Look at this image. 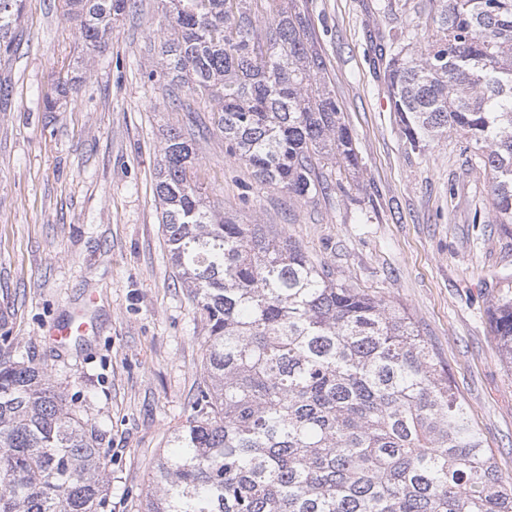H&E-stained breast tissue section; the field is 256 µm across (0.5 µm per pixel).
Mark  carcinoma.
<instances>
[{"label":"carcinoma","instance_id":"carcinoma-1","mask_svg":"<svg viewBox=\"0 0 512 512\" xmlns=\"http://www.w3.org/2000/svg\"><path fill=\"white\" fill-rule=\"evenodd\" d=\"M134 0H68L96 49ZM169 84L216 102L230 154L298 199L328 189L316 158L356 165L297 0H168ZM437 34L378 44L413 148L452 129L479 150L512 224V0H436ZM22 0H0V50ZM270 16L265 35L259 14ZM191 140L163 137L156 194L177 275L206 321L192 413L152 474L144 512H512V479L407 310L316 265L263 224L208 204ZM512 368V276L490 310ZM105 457L44 368L0 338V512H106Z\"/></svg>","mask_w":512,"mask_h":512}]
</instances>
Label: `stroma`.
I'll list each match as a JSON object with an SVG mask.
<instances>
[{
  "mask_svg": "<svg viewBox=\"0 0 512 512\" xmlns=\"http://www.w3.org/2000/svg\"><path fill=\"white\" fill-rule=\"evenodd\" d=\"M353 136L356 167L328 163L326 194L291 197L231 155L214 103L151 77L164 0H135L83 52L65 0H24L17 51L0 53V336L42 366L107 451L112 512H143L171 433L192 412L207 325L172 267L156 196L164 133L191 139L190 176L217 210L264 224L315 263L403 305L512 477V369L489 329L512 224L457 132L403 136L375 49L389 28L434 35L429 0H298ZM77 90L56 111L57 83ZM95 296L96 332L58 346L48 327Z\"/></svg>",
  "mask_w": 512,
  "mask_h": 512,
  "instance_id": "35a3bbf8",
  "label": "stroma"
}]
</instances>
